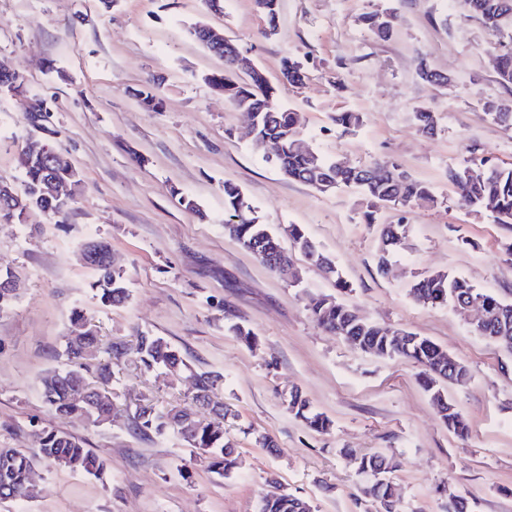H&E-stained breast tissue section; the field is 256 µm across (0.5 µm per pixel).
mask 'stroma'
Instances as JSON below:
<instances>
[{
	"instance_id": "35a3bbf8",
	"label": "stroma",
	"mask_w": 512,
	"mask_h": 512,
	"mask_svg": "<svg viewBox=\"0 0 512 512\" xmlns=\"http://www.w3.org/2000/svg\"><path fill=\"white\" fill-rule=\"evenodd\" d=\"M393 12V36L381 40L362 22ZM223 28L239 51L275 86L281 103L301 112L304 134L324 157L350 166L389 159L428 184L441 201L411 209L408 238L378 271L382 224L395 210L362 221L361 194L318 192L285 177L254 151L240 113L204 78L224 60L190 33L195 23ZM508 35L485 27L461 0H280L275 27L253 0H0V59L24 75L23 92L0 95V181L20 184L16 149L28 138L48 140L80 172L84 192L65 224L29 213L21 224L0 223V268L22 278L14 304L0 311V447L25 443L34 426L57 424L104 460L103 479L39 461L36 498L0 500V512H258L271 484L312 500L317 512H367L365 485L352 455L377 452L398 461L390 478L401 512H446L449 493L468 496L474 512H512V354L473 332L447 306L415 303L417 275L449 271L512 300V264L501 244L512 231L474 216L448 181L469 147L512 165V128L487 115L489 100L512 102L490 64ZM290 56L305 71L302 88L280 81ZM449 73L433 87L419 62ZM158 80L162 107L147 111L132 90ZM51 110L45 126L28 119L33 100ZM435 112L438 131H418L413 114ZM356 112L359 128L333 123ZM239 186L262 221L278 229L300 225L330 256L350 293L289 240L300 268L294 287L224 234V185ZM193 199L199 211L186 209ZM109 243L126 270L131 297L103 305L95 271L80 249ZM341 295L378 325L425 336L468 370L448 398L470 423L461 440L441 421L419 383L418 366L380 358L320 328L307 294ZM96 325L103 343L134 344L138 333L163 337L196 371L222 373L217 391L228 412L195 418L218 422L242 465L230 477L169 433L133 429L141 398L191 407V381L140 370L132 353L107 356L115 375L112 422L93 427L55 420L41 381L67 367L65 346L73 310ZM258 338L251 349L230 327ZM330 420L316 433L288 409L292 390ZM267 445H260L259 437Z\"/></svg>"
}]
</instances>
